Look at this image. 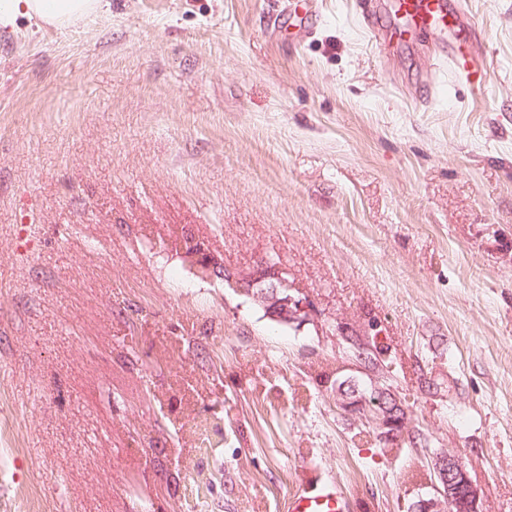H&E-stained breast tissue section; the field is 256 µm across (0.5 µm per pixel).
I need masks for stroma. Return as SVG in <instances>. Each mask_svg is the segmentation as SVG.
<instances>
[{"instance_id": "1", "label": "stroma", "mask_w": 512, "mask_h": 512, "mask_svg": "<svg viewBox=\"0 0 512 512\" xmlns=\"http://www.w3.org/2000/svg\"><path fill=\"white\" fill-rule=\"evenodd\" d=\"M318 2L302 43L279 0L0 30V512H285L311 468L408 512L442 452L512 512V0H464L486 82L431 89ZM188 237L318 317L200 279ZM359 343L407 437L337 409ZM197 243L193 239L187 240L185 252L190 251L187 257L196 266L198 273L206 279L226 280L231 288L262 308L270 320L285 326H300L317 316L313 302L296 293L288 284L287 272L283 268L270 267L266 262H260L249 273L224 274L222 262Z\"/></svg>"}]
</instances>
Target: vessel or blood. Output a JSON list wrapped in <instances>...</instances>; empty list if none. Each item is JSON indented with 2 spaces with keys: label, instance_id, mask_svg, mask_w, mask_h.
Here are the masks:
<instances>
[{
  "label": "vessel or blood",
  "instance_id": "obj_1",
  "mask_svg": "<svg viewBox=\"0 0 512 512\" xmlns=\"http://www.w3.org/2000/svg\"><path fill=\"white\" fill-rule=\"evenodd\" d=\"M361 21L379 50L417 45L419 38L437 36L435 71H450L482 85L488 69L484 33L462 0H366ZM348 498L334 476L306 472L301 489L287 500V512H349Z\"/></svg>",
  "mask_w": 512,
  "mask_h": 512
}]
</instances>
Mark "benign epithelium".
<instances>
[{
    "mask_svg": "<svg viewBox=\"0 0 512 512\" xmlns=\"http://www.w3.org/2000/svg\"><path fill=\"white\" fill-rule=\"evenodd\" d=\"M188 258L197 271L206 279L225 280L237 292L249 297L263 309L270 320L285 326H298L317 316L313 302L295 292L288 284L287 272L262 262L251 272L243 275L224 272V265L213 254L204 250L196 241L185 243ZM349 392H344V389ZM336 407L346 415H359L374 422L382 429L381 437L391 441L401 436L406 429L407 415L394 393L375 380L370 393L361 391L358 385L347 380L336 386ZM432 470L434 494L420 499L411 506V512H447L453 505L455 512H480L477 489L471 483L460 458L451 453H442L433 459Z\"/></svg>",
    "mask_w": 512,
    "mask_h": 512,
    "instance_id": "obj_1",
    "label": "benign epithelium"
}]
</instances>
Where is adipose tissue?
I'll return each instance as SVG.
<instances>
[{
    "instance_id": "ef3b65f1",
    "label": "adipose tissue",
    "mask_w": 512,
    "mask_h": 512,
    "mask_svg": "<svg viewBox=\"0 0 512 512\" xmlns=\"http://www.w3.org/2000/svg\"><path fill=\"white\" fill-rule=\"evenodd\" d=\"M102 7L103 0H0V29L15 27L21 18L62 28Z\"/></svg>"
}]
</instances>
